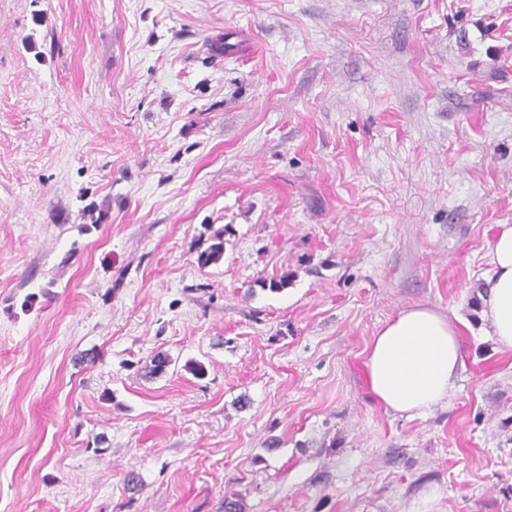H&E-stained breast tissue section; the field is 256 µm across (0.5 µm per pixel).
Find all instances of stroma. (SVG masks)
Instances as JSON below:
<instances>
[{
	"label": "stroma",
	"mask_w": 512,
	"mask_h": 512,
	"mask_svg": "<svg viewBox=\"0 0 512 512\" xmlns=\"http://www.w3.org/2000/svg\"><path fill=\"white\" fill-rule=\"evenodd\" d=\"M503 224L512 0H0V512H512ZM413 306L464 358L410 420ZM493 276L481 284L480 315L503 350H512V225H500L490 248ZM458 328L428 307H409L378 328L366 349L370 389L388 411L425 417L448 402L462 365Z\"/></svg>",
	"instance_id": "35a3bbf8"
}]
</instances>
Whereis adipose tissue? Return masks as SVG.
<instances>
[{"label":"adipose tissue","instance_id":"adipose-tissue-1","mask_svg":"<svg viewBox=\"0 0 512 512\" xmlns=\"http://www.w3.org/2000/svg\"><path fill=\"white\" fill-rule=\"evenodd\" d=\"M492 277L478 296L480 315L497 345L512 350V225L504 224L490 248ZM458 328L428 307H409L378 328L366 349L370 389L388 411L424 417L448 401L462 365Z\"/></svg>","mask_w":512,"mask_h":512}]
</instances>
